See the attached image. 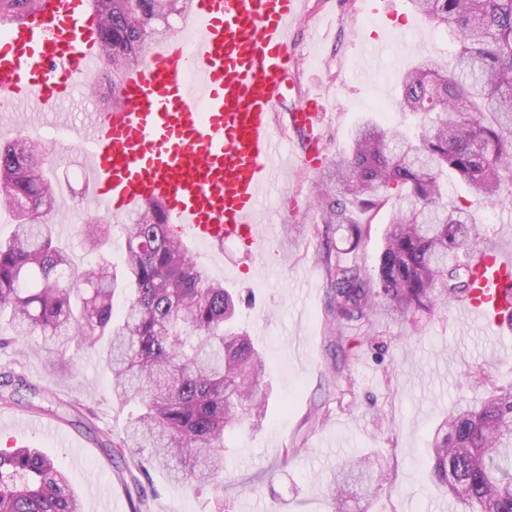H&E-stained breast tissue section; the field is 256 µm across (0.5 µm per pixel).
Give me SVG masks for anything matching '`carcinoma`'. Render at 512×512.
Listing matches in <instances>:
<instances>
[{"label": "carcinoma", "mask_w": 512, "mask_h": 512, "mask_svg": "<svg viewBox=\"0 0 512 512\" xmlns=\"http://www.w3.org/2000/svg\"><path fill=\"white\" fill-rule=\"evenodd\" d=\"M188 0H92L103 26L112 90L124 71L167 34L168 18ZM448 33L453 50L427 54L397 78L399 107L422 119L412 137L370 119L333 160L318 203L322 221L358 244L389 201L376 275L324 258L336 325L402 320L464 302L469 268L451 262L484 249L470 205L448 199V170L470 195L512 206V0H411ZM47 152L19 136L0 144V192L15 230L0 241V321L15 338L37 335L60 357L74 341L107 339L103 356L116 400L135 399L124 448H149V463L192 487L224 472V433L264 416V359L236 321L235 301L188 258L162 207L147 202L127 225L121 270L99 255L106 224L83 225L96 261L72 267L56 240ZM124 297L120 315L113 299ZM487 396L451 409L430 443V481L464 512H512V385L479 373ZM371 458L343 463L330 490L339 508L353 473ZM0 512H81L66 473L37 448L0 449Z\"/></svg>", "instance_id": "carcinoma-1"}]
</instances>
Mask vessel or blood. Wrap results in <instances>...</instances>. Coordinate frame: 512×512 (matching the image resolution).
<instances>
[{
  "label": "vessel or blood",
  "instance_id": "obj_1",
  "mask_svg": "<svg viewBox=\"0 0 512 512\" xmlns=\"http://www.w3.org/2000/svg\"><path fill=\"white\" fill-rule=\"evenodd\" d=\"M307 0H192L181 34L167 35L129 69L111 111L67 125L91 164L87 207L112 217L163 204L180 239L240 242L250 257L275 240L260 229L279 138L277 108L292 96L302 57L288 40ZM107 56L87 0H26L0 13V105L54 112L89 86ZM323 106L304 97L288 125L297 156L316 170ZM462 314L495 330L512 321V258L484 250L471 264Z\"/></svg>",
  "mask_w": 512,
  "mask_h": 512
}]
</instances>
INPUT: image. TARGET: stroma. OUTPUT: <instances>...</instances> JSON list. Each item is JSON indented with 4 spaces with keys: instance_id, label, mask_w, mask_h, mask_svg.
<instances>
[{
    "instance_id": "stroma-1",
    "label": "stroma",
    "mask_w": 512,
    "mask_h": 512,
    "mask_svg": "<svg viewBox=\"0 0 512 512\" xmlns=\"http://www.w3.org/2000/svg\"><path fill=\"white\" fill-rule=\"evenodd\" d=\"M388 2L385 16L372 13L369 0H308V14L293 32L306 58L300 90L324 95L318 135L326 159L348 152L364 115L384 127L414 128V118L396 109L395 77L422 54L452 49L447 33L417 15L410 0ZM110 76L103 67L95 92H77L56 113L36 114L24 104L0 111V142L30 135L36 123L55 155L54 224L78 267L92 260L76 217L87 169L57 128L106 111L111 101L96 91ZM273 164L280 179L260 222L277 225L278 237L256 264L237 242L195 250L209 276L241 297L237 320L264 352L267 413L226 433L222 488L192 490L155 467L140 474L148 494L142 512H330L337 466L367 454L381 467L370 485L350 488L346 512H462L423 478L429 440L452 406L481 401L474 370L512 384V325L487 333L451 304L378 321L368 332L352 328L337 340L323 257L376 272L388 214L380 212L362 243L351 246L335 225L323 224L315 205L323 172L303 170L285 154ZM479 231L486 246L512 252V211L483 207ZM17 376L28 387L17 403L0 405V448L12 437L52 457L68 472L83 512H133L135 491L123 484L122 470L145 454L120 442L135 406L113 400L98 349H73L50 362L31 344L1 347L0 384ZM102 436L112 440V452L102 450ZM286 448L292 456L285 462Z\"/></svg>"
}]
</instances>
